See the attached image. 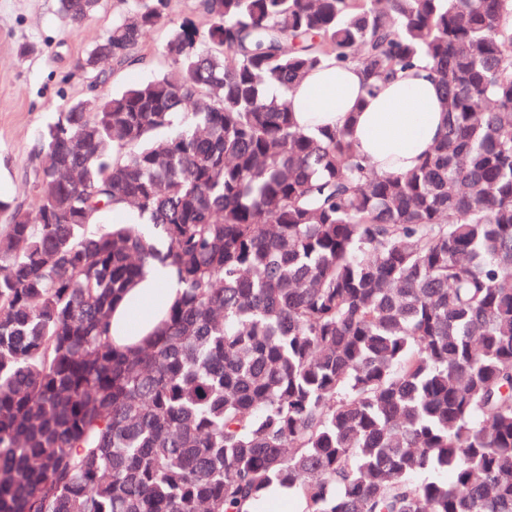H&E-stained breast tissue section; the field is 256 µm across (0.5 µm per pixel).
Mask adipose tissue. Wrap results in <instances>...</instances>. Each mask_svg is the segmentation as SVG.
<instances>
[{"mask_svg":"<svg viewBox=\"0 0 512 512\" xmlns=\"http://www.w3.org/2000/svg\"><path fill=\"white\" fill-rule=\"evenodd\" d=\"M364 86L359 66L327 63L292 90L297 123L306 129L349 125L361 153L380 171L414 169L445 129L432 74L417 61L398 71L376 96H367ZM180 294L171 270L153 264L141 286L116 306L113 344L124 349L141 346Z\"/></svg>","mask_w":512,"mask_h":512,"instance_id":"1","label":"adipose tissue"}]
</instances>
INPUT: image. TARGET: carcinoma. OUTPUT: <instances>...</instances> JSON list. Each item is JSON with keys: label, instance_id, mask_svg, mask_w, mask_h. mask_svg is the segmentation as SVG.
Here are the masks:
<instances>
[{"label": "carcinoma", "instance_id": "obj_1", "mask_svg": "<svg viewBox=\"0 0 512 512\" xmlns=\"http://www.w3.org/2000/svg\"><path fill=\"white\" fill-rule=\"evenodd\" d=\"M85 54L139 60L170 0ZM100 0H59L77 28ZM167 68L69 103L0 225V512H512V0H201ZM415 60L446 130L385 174L289 92ZM121 210L144 230L105 221ZM153 262V338L112 311ZM182 291L171 270L160 263H154L140 288H134L115 307L112 314V343L120 348L140 347L148 334L162 321L165 311L178 299ZM157 302L150 313L134 321L131 307L148 298ZM288 502L296 505V510L292 512H301L297 502L289 494L288 488L278 483H273L264 493V499L262 501L252 500L243 507L241 512H274V510H270L273 507H282L286 510L279 511L289 512L288 510H292V508L288 509V507L282 506V503L288 504Z\"/></svg>", "mask_w": 512, "mask_h": 512}]
</instances>
